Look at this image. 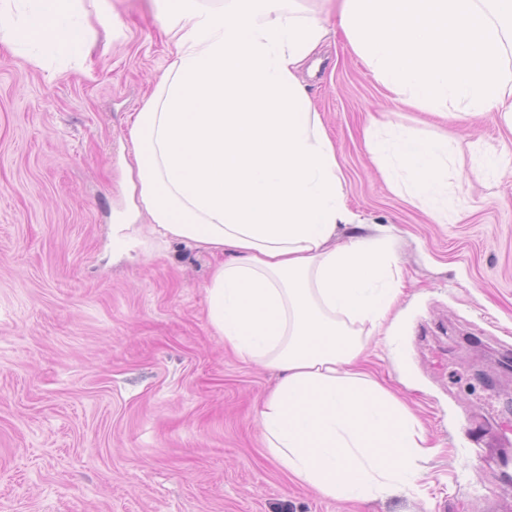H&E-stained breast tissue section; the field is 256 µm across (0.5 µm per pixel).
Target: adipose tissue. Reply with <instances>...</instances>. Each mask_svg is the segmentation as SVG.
I'll use <instances>...</instances> for the list:
<instances>
[{
    "label": "adipose tissue",
    "mask_w": 512,
    "mask_h": 512,
    "mask_svg": "<svg viewBox=\"0 0 512 512\" xmlns=\"http://www.w3.org/2000/svg\"><path fill=\"white\" fill-rule=\"evenodd\" d=\"M297 0H173L179 50L133 116L138 203L119 237L185 241L222 255L208 319L244 360L279 374L258 419L282 471L339 501L415 486L433 448L360 364L393 309L382 243L336 245L353 216L335 149L300 74L330 29ZM97 0H0V42L32 65L88 54ZM337 27L394 100L427 112H498L512 131V0H336ZM367 145L407 174L406 193L448 221V140L408 130ZM150 218L141 227L140 214Z\"/></svg>",
    "instance_id": "adipose-tissue-1"
}]
</instances>
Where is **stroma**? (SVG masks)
I'll use <instances>...</instances> for the list:
<instances>
[{"label":"stroma","instance_id":"35a3bbf8","mask_svg":"<svg viewBox=\"0 0 512 512\" xmlns=\"http://www.w3.org/2000/svg\"><path fill=\"white\" fill-rule=\"evenodd\" d=\"M170 0H108L72 63L0 45V512H503L512 507V163L493 113L442 119L387 98L343 35L303 73L357 216L341 240L385 238L401 291L394 339L366 368L440 448L416 488L339 502L293 483L257 409L274 372L237 357L207 318L216 255L144 235L118 243L133 202L129 126L174 45ZM385 117L448 134V221L399 188L365 129Z\"/></svg>","mask_w":512,"mask_h":512}]
</instances>
